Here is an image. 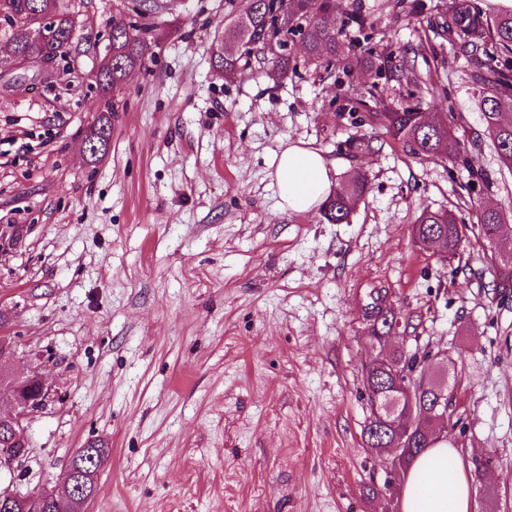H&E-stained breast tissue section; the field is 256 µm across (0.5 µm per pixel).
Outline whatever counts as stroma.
I'll return each instance as SVG.
<instances>
[{
	"label": "stroma",
	"mask_w": 512,
	"mask_h": 512,
	"mask_svg": "<svg viewBox=\"0 0 512 512\" xmlns=\"http://www.w3.org/2000/svg\"><path fill=\"white\" fill-rule=\"evenodd\" d=\"M147 70L105 113L96 73L130 0H68L76 37L50 83L0 77V336L17 374L51 390L29 454L0 487L52 488L76 449L111 456L87 512H399L401 477L361 436L376 355L371 307L393 304L392 345L456 362L448 438L489 459L476 512H512V302L475 238L419 249L422 208L512 224V172L482 146L491 189L415 156L373 122L420 104L465 144L483 127L478 67L441 24L448 0H338L364 25L348 64L258 60L224 80L210 46L242 0H158ZM377 53L367 63L369 53ZM406 65L398 75L397 65ZM109 117L106 152L85 136ZM303 142L369 191L347 222L278 207L271 158Z\"/></svg>",
	"instance_id": "35a3bbf8"
}]
</instances>
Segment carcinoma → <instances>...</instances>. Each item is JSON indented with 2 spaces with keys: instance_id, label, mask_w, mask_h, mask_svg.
<instances>
[{
  "instance_id": "carcinoma-1",
  "label": "carcinoma",
  "mask_w": 512,
  "mask_h": 512,
  "mask_svg": "<svg viewBox=\"0 0 512 512\" xmlns=\"http://www.w3.org/2000/svg\"><path fill=\"white\" fill-rule=\"evenodd\" d=\"M157 0H139L133 15L112 17V59L100 67L96 83L103 96L121 90L135 71L146 69L155 44L154 14ZM335 0H243L238 14L224 22V34L211 45V60L216 71L227 79L242 74V62L257 54L268 67V75L282 78L288 74L291 55L288 41L297 38L305 57L313 62L333 65L344 59L342 44L336 31L358 21V10L334 18ZM51 13L56 18L58 38L54 42L31 36L38 26L39 15ZM448 33L456 35L461 47L476 61L481 87L478 105L484 135L491 141L499 166L512 172V67L499 63V58L512 54V11L485 12L479 0H448L445 20ZM75 21L64 0H0V37L9 40L14 49L33 62L50 56H63L74 41ZM375 119L385 133L401 141L415 156L438 154L454 165L464 167L473 180L485 188L491 181L480 161L481 147L465 148L456 128L423 112L420 105L401 110L378 112ZM369 181L362 172L351 175L336 187L319 210L321 220L341 224L348 220L358 201L368 192ZM500 210L482 209L478 215L477 238L484 250L488 270L501 288L512 286V261H504L489 247V238L509 230L501 223ZM414 230L423 238L436 235L456 254L465 240L467 225L450 211L421 210ZM389 369L375 370L364 376L370 416L362 429V439L370 448H387L394 442V432L386 425L388 410L399 404L392 371H411L417 357L395 350L388 358ZM435 425L421 421L404 441L409 456L401 469L407 470L416 456L430 447L435 439Z\"/></svg>"
}]
</instances>
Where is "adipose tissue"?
Returning a JSON list of instances; mask_svg holds the SVG:
<instances>
[{"instance_id": "adipose-tissue-1", "label": "adipose tissue", "mask_w": 512, "mask_h": 512, "mask_svg": "<svg viewBox=\"0 0 512 512\" xmlns=\"http://www.w3.org/2000/svg\"><path fill=\"white\" fill-rule=\"evenodd\" d=\"M280 207L296 213L317 208L330 194L336 170L302 143L288 144L274 159ZM471 480L460 451L447 441L427 449L403 477L400 512H473Z\"/></svg>"}]
</instances>
